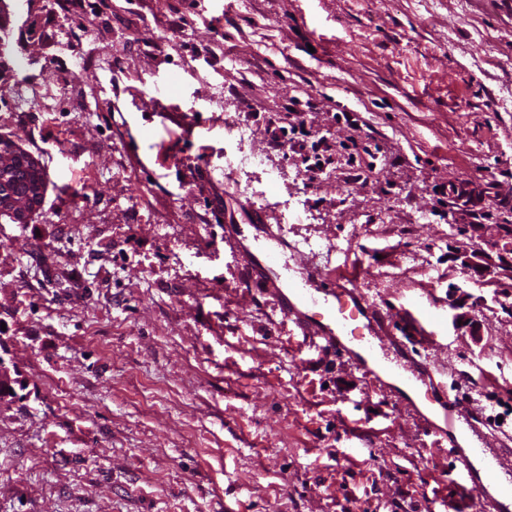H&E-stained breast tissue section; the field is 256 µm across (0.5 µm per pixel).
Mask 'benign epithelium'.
Returning a JSON list of instances; mask_svg holds the SVG:
<instances>
[{
	"label": "benign epithelium",
	"mask_w": 512,
	"mask_h": 512,
	"mask_svg": "<svg viewBox=\"0 0 512 512\" xmlns=\"http://www.w3.org/2000/svg\"><path fill=\"white\" fill-rule=\"evenodd\" d=\"M14 15L13 0H0V38L11 31ZM47 191V175L42 162L31 152L15 143L0 142V217L7 216L15 224H27L41 209ZM456 211L468 216L473 205L482 202L479 190L471 187L468 197L451 194ZM465 269L484 277L500 274V264L483 251L465 259Z\"/></svg>",
	"instance_id": "benign-epithelium-1"
}]
</instances>
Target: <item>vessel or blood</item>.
<instances>
[{
    "label": "vessel or blood",
    "instance_id": "vessel-or-blood-1",
    "mask_svg": "<svg viewBox=\"0 0 512 512\" xmlns=\"http://www.w3.org/2000/svg\"><path fill=\"white\" fill-rule=\"evenodd\" d=\"M277 235L271 225L224 227V240L248 262L253 279L273 302L284 322L298 328L322 349L347 358L365 379L392 393L425 424L440 445L450 447L456 469L465 474L492 512H512V483L501 475L512 472V448H490L474 411L446 397L430 365L406 360L393 367L379 355L383 345H401L399 337H386L385 325L375 302L370 301L356 278L332 277L301 265L300 280H293L279 263L278 250L269 246ZM440 398V421L429 419L416 400L419 388Z\"/></svg>",
    "mask_w": 512,
    "mask_h": 512
}]
</instances>
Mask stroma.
I'll list each match as a JSON object with an SVG mask.
<instances>
[{"instance_id":"stroma-1","label":"stroma","mask_w":512,"mask_h":512,"mask_svg":"<svg viewBox=\"0 0 512 512\" xmlns=\"http://www.w3.org/2000/svg\"><path fill=\"white\" fill-rule=\"evenodd\" d=\"M12 27L0 138L48 190L0 219V512H489L403 404L274 313L224 226H278L390 328L425 305L438 333L409 356L512 447L507 279L458 260L512 215V0H35ZM293 96L336 156L375 148L367 184L268 150ZM464 182L480 224L440 192Z\"/></svg>"}]
</instances>
